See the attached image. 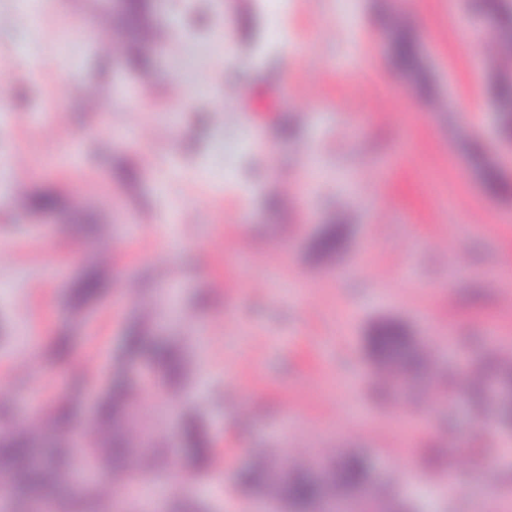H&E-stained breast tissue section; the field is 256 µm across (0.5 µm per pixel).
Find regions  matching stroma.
I'll list each match as a JSON object with an SVG mask.
<instances>
[{
  "mask_svg": "<svg viewBox=\"0 0 512 512\" xmlns=\"http://www.w3.org/2000/svg\"><path fill=\"white\" fill-rule=\"evenodd\" d=\"M0 0V399L40 423L63 396L71 338L89 417L139 329L174 341L184 375L142 395L127 512H266L236 475L278 449L298 465L368 452L420 512H512V428H491L466 371L512 343V145L487 95L505 70L469 0H155L168 53L130 66L112 0ZM413 32L427 84L391 64ZM49 190L51 211L18 198ZM341 249L319 254L330 225ZM98 265L99 299L71 289ZM421 337L434 379L375 400L368 338ZM195 414L219 473L188 478Z\"/></svg>",
  "mask_w": 512,
  "mask_h": 512,
  "instance_id": "35a3bbf8",
  "label": "stroma"
}]
</instances>
